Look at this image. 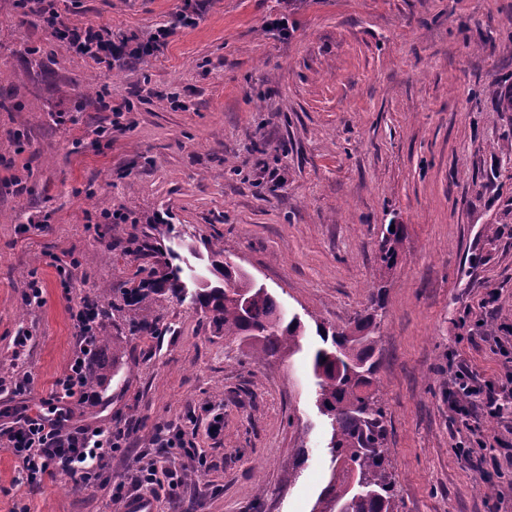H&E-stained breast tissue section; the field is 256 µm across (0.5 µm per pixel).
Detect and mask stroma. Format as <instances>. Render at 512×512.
Wrapping results in <instances>:
<instances>
[{
	"label": "stroma",
	"instance_id": "1",
	"mask_svg": "<svg viewBox=\"0 0 512 512\" xmlns=\"http://www.w3.org/2000/svg\"><path fill=\"white\" fill-rule=\"evenodd\" d=\"M71 24L146 37L186 9L163 52L105 69L59 48L0 0V379L43 401L78 345L70 314L142 266L227 260L306 332L297 354L254 363L191 301L162 300L131 336L97 407L135 450L194 427L205 466L182 468L183 512H311L332 463L310 357L317 325L380 307L378 394L402 512H512V461L455 452L469 423L448 408L459 365L512 367V0H61ZM288 17V38L268 20ZM129 99L116 129L103 103ZM277 179H270V171ZM387 224L403 258L377 270ZM154 243L142 256L132 239ZM75 266L57 274L51 255ZM44 302L28 304L31 282ZM29 333L17 346L19 333ZM304 458H297V449ZM128 460L102 484L21 483L0 449V512H110ZM291 483L282 484L286 471ZM491 494L478 490L481 482Z\"/></svg>",
	"mask_w": 512,
	"mask_h": 512
}]
</instances>
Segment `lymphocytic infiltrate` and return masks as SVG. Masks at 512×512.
<instances>
[{"instance_id":"1","label":"lymphocytic infiltrate","mask_w":512,"mask_h":512,"mask_svg":"<svg viewBox=\"0 0 512 512\" xmlns=\"http://www.w3.org/2000/svg\"><path fill=\"white\" fill-rule=\"evenodd\" d=\"M57 0H24L23 6L36 14L52 34L63 35L75 53L86 56L104 67L126 58H142L161 52L173 33L172 26H157L147 41L131 43L125 36L113 35L102 25H72L57 9ZM92 357L85 345H78L57 378L48 400L65 404L76 401L97 405V392L86 387L77 375ZM507 392L480 381L467 367H458L448 403L463 417L482 413L483 417L501 415V402ZM129 433L121 423L102 425L71 424L59 417H48L29 411L26 405L0 410V447L13 456L16 466L28 483H42L59 475H70L83 482L97 480L106 469L116 449H129ZM132 474L129 483L112 487L111 502H123L129 490H146L153 497L173 501L179 498L183 478L167 461L131 452Z\"/></svg>"}]
</instances>
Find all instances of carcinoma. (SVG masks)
Masks as SVG:
<instances>
[{"label":"carcinoma","instance_id":"obj_1","mask_svg":"<svg viewBox=\"0 0 512 512\" xmlns=\"http://www.w3.org/2000/svg\"><path fill=\"white\" fill-rule=\"evenodd\" d=\"M404 225L395 229L385 225L379 243L380 274H389L401 256ZM213 275L195 282L188 290L178 265L158 277L141 267L127 281V287L112 293L101 303L85 298V307L101 320L122 319L129 332L151 331L152 305L162 297L182 302L190 298L210 322L223 329L224 335L240 341L250 358L258 364L293 355L301 350L304 326L282 314L280 303L262 285L229 261L212 263ZM380 323L370 314L345 328L316 325L323 342L312 356V372L318 387L319 409L329 420L331 434L328 448L334 467L327 485L317 497L311 512H399L395 479L384 455L386 410L371 391L375 384ZM112 351V364L100 363L88 373V384L96 387L121 369L125 355V337L98 335L95 352ZM355 472L365 484L364 491L349 488L348 476Z\"/></svg>","mask_w":512,"mask_h":512}]
</instances>
